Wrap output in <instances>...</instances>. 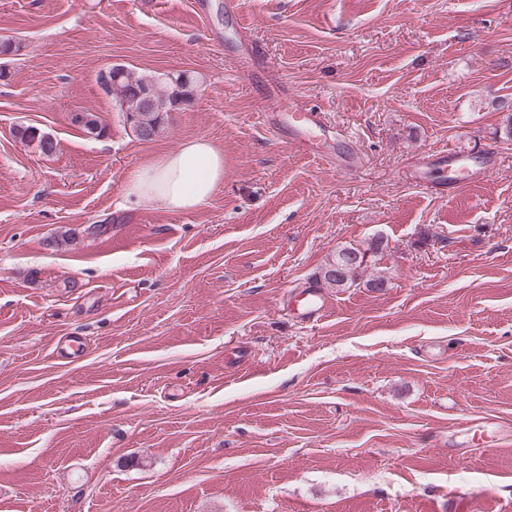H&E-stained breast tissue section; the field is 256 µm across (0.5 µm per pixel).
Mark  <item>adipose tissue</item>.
I'll list each match as a JSON object with an SVG mask.
<instances>
[{
    "mask_svg": "<svg viewBox=\"0 0 512 512\" xmlns=\"http://www.w3.org/2000/svg\"><path fill=\"white\" fill-rule=\"evenodd\" d=\"M223 181V154L209 140L197 138L135 169L128 179L127 194L139 204L188 211L206 203Z\"/></svg>",
    "mask_w": 512,
    "mask_h": 512,
    "instance_id": "adipose-tissue-1",
    "label": "adipose tissue"
}]
</instances>
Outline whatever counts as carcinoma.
Instances as JSON below:
<instances>
[{"label":"carcinoma","instance_id":"1","mask_svg":"<svg viewBox=\"0 0 512 512\" xmlns=\"http://www.w3.org/2000/svg\"><path fill=\"white\" fill-rule=\"evenodd\" d=\"M103 85L116 96L126 116L133 117L131 128L135 135L146 140L152 134L159 135L167 114L187 101L191 79L188 75L179 73L161 80L154 74H136L123 67L117 78L113 76V70H108ZM74 122L81 125L91 136L100 137L104 133V128L92 112L76 114ZM15 136L23 142L35 145L45 155L56 150V142L38 132V128L34 126L16 127ZM348 251L353 252L355 248L344 247L338 250L325 264L321 278L326 283L338 288H350L358 281L366 260H351L346 256Z\"/></svg>","mask_w":512,"mask_h":512}]
</instances>
